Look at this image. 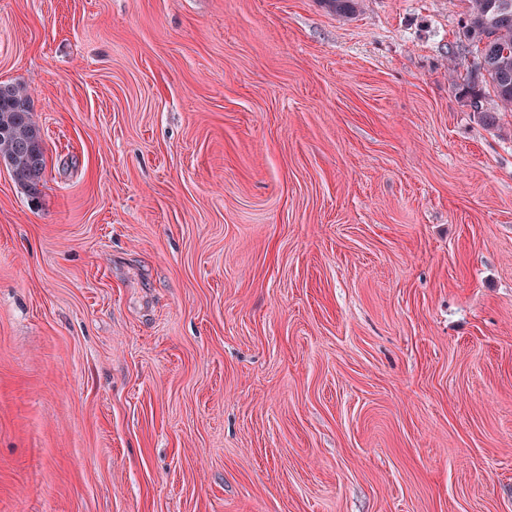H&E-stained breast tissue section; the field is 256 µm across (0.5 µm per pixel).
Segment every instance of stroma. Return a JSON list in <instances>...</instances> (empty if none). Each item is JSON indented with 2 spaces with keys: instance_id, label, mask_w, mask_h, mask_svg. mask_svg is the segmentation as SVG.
<instances>
[{
  "instance_id": "stroma-1",
  "label": "stroma",
  "mask_w": 512,
  "mask_h": 512,
  "mask_svg": "<svg viewBox=\"0 0 512 512\" xmlns=\"http://www.w3.org/2000/svg\"><path fill=\"white\" fill-rule=\"evenodd\" d=\"M468 0H0V512H512V112ZM30 111L31 98L25 86L0 84V158L13 168L14 180L30 195H37L40 189L29 182L37 177L38 166L45 160ZM24 143L31 149L24 148Z\"/></svg>"
}]
</instances>
